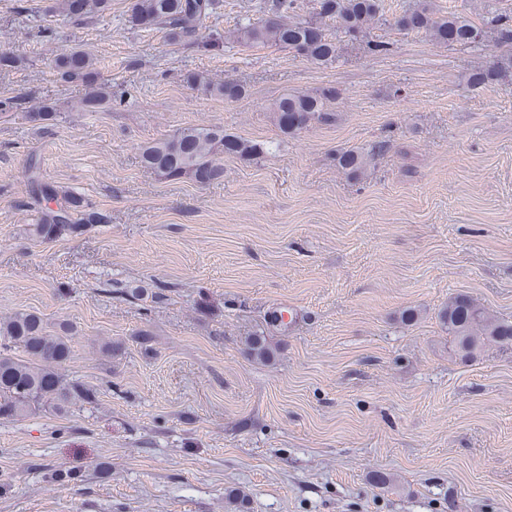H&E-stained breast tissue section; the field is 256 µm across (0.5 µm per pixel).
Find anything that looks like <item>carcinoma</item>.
Returning <instances> with one entry per match:
<instances>
[{
    "mask_svg": "<svg viewBox=\"0 0 512 512\" xmlns=\"http://www.w3.org/2000/svg\"><path fill=\"white\" fill-rule=\"evenodd\" d=\"M111 2L61 0L58 11L68 21L83 24L109 10ZM295 2L271 0L264 17L256 22L245 17L232 37L245 44L288 48L315 63L331 64L339 57L340 46L326 33V21H334L341 33L356 39L367 36L369 25L379 12V0H318L316 19L294 22L286 19V14L294 9ZM221 7L223 0H135L131 22L142 28H165L171 39L199 52L212 53L222 49L224 41L220 35H205L202 30ZM489 24L486 31L460 14L436 18L423 3L394 20L397 30L423 32L440 45L466 46L476 37L482 40L490 35L499 45L511 48L512 12L495 14ZM54 66L61 80L85 86L80 110L95 112L112 102L108 85L101 82L95 59L88 51L80 47L65 50L56 56ZM509 77H512V57L475 71L471 84L479 87ZM186 82L202 85L210 94L227 101L246 94L244 86L232 79L211 82L191 73L186 76ZM335 96L332 88L315 94L287 93L272 104L273 119L282 133L294 134L312 123L328 121L327 103ZM56 112L54 105L44 103L28 111V117L43 124L55 120ZM388 149L387 143L377 142L364 151L341 153L338 163L348 175L357 178L370 161ZM224 153L256 158L269 153V148L226 134L221 127L192 126L155 141L142 151L141 159L145 166L166 178L188 177L196 182L199 174L204 173L211 182L224 173L217 163L218 156ZM27 172L31 199L44 205L39 222L31 229L35 239L54 241L81 233L89 224L107 221V216L95 210L81 194L41 178L34 165H29ZM440 321L464 358H474L493 346L512 349V322L493 317L484 305L467 294L449 298L448 306L440 312ZM68 333L67 327L60 333L46 330L43 320L33 313L16 312L0 320V417L21 419L40 407L60 410L72 402H96V390L79 381H68L59 372L72 353ZM245 345L254 357L269 356V348L261 336L247 338Z\"/></svg>",
    "mask_w": 512,
    "mask_h": 512,
    "instance_id": "obj_1",
    "label": "carcinoma"
}]
</instances>
